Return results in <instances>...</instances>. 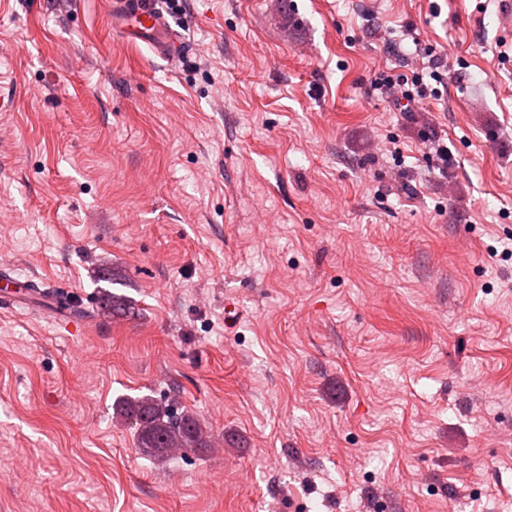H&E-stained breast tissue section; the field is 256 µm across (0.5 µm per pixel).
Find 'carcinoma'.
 Listing matches in <instances>:
<instances>
[{
  "instance_id": "cac0c4a2",
  "label": "carcinoma",
  "mask_w": 512,
  "mask_h": 512,
  "mask_svg": "<svg viewBox=\"0 0 512 512\" xmlns=\"http://www.w3.org/2000/svg\"><path fill=\"white\" fill-rule=\"evenodd\" d=\"M113 418L134 430L136 447L146 456L212 447L211 434L193 413L148 394L119 397L113 405Z\"/></svg>"
}]
</instances>
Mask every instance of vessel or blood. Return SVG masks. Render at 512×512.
I'll list each match as a JSON object with an SVG mask.
<instances>
[{
  "label": "vessel or blood",
  "instance_id": "1",
  "mask_svg": "<svg viewBox=\"0 0 512 512\" xmlns=\"http://www.w3.org/2000/svg\"><path fill=\"white\" fill-rule=\"evenodd\" d=\"M112 18L120 26L123 39L130 43L144 42L161 55H184L185 46L171 28L159 6V0H138L128 6L126 0H114Z\"/></svg>",
  "mask_w": 512,
  "mask_h": 512
}]
</instances>
